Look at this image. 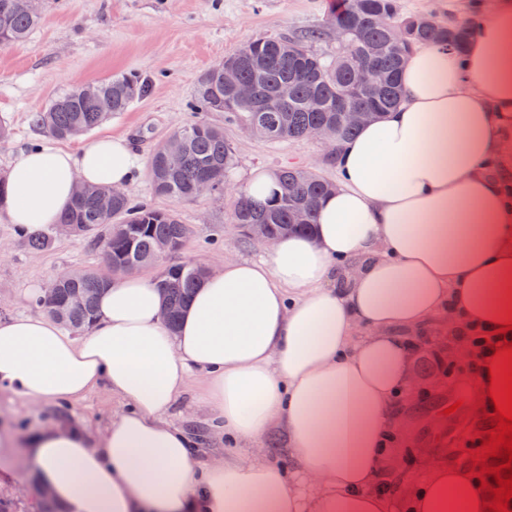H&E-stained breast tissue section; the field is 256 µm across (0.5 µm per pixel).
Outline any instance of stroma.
<instances>
[{
    "label": "stroma",
    "instance_id": "stroma-1",
    "mask_svg": "<svg viewBox=\"0 0 512 512\" xmlns=\"http://www.w3.org/2000/svg\"><path fill=\"white\" fill-rule=\"evenodd\" d=\"M332 0H43L41 25L23 42L0 46V120L12 129L11 139L0 144V176L23 150L49 140L32 122L58 94L113 75L134 73L150 80L146 97L123 113L112 116L78 137L61 141L62 149L77 151L85 142L105 137L124 138L140 167L127 192L159 209H176L191 235L169 262L193 260L211 269L225 261L256 259L262 250L244 240L230 219L233 195L217 199L202 194L187 203L154 195L149 159L155 148L191 117L189 103L200 77L245 43L259 37L292 38L324 26ZM201 120L223 130L234 144L237 163L227 181H237L252 170H276L293 165L318 170L336 180V166L317 141L273 142L249 135L226 121L223 113L204 112ZM49 248L31 250L14 225L0 214V316L33 313L29 291L48 288L58 274L91 270L101 262L104 231L74 236L50 226ZM455 406L446 425L434 435L422 433L425 409L436 399ZM472 379L461 373L456 385L447 377H425L414 395L413 413L397 434L395 447L411 450L412 460L394 475L400 489L418 486L425 460L439 449L460 451L461 462L478 431L485 425L472 414ZM117 400L98 389L71 405H43L0 393V426L29 433L69 420L101 433L118 411ZM171 420L201 433L212 450H223L224 438L214 433L210 410L198 385H190L172 409Z\"/></svg>",
    "mask_w": 512,
    "mask_h": 512
}]
</instances>
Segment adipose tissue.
I'll use <instances>...</instances> for the list:
<instances>
[{
	"instance_id": "adipose-tissue-1",
	"label": "adipose tissue",
	"mask_w": 512,
	"mask_h": 512,
	"mask_svg": "<svg viewBox=\"0 0 512 512\" xmlns=\"http://www.w3.org/2000/svg\"><path fill=\"white\" fill-rule=\"evenodd\" d=\"M400 105L336 149L339 181L311 234L207 276L177 327L156 280L116 277L93 327L51 315L0 321V389L76 403L106 388L121 405L102 434L60 425L0 430V465L24 442L36 485L62 512H391L373 492L394 399L412 389L405 333L441 310L494 331L512 317V0H494L464 52L408 55ZM124 139L73 153L23 152L5 173L7 215L29 234L56 223L76 181L123 188ZM225 444L286 437L295 472L221 455L167 418L194 378ZM467 465H430L409 512H477Z\"/></svg>"
}]
</instances>
